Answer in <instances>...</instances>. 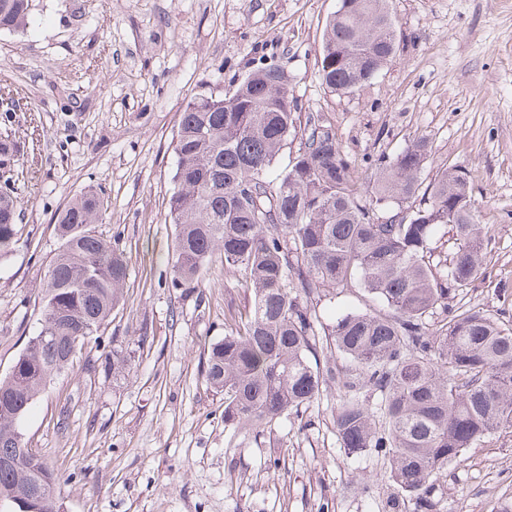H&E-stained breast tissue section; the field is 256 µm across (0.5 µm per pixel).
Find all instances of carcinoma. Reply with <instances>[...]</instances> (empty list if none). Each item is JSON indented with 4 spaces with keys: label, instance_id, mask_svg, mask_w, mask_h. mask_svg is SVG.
I'll list each match as a JSON object with an SVG mask.
<instances>
[{
    "label": "carcinoma",
    "instance_id": "cac0c4a2",
    "mask_svg": "<svg viewBox=\"0 0 512 512\" xmlns=\"http://www.w3.org/2000/svg\"><path fill=\"white\" fill-rule=\"evenodd\" d=\"M33 0H0V32L24 30ZM395 54L387 0H341L327 20L319 74L350 94ZM297 104L278 66L251 71L230 95L191 99L180 112L173 188L171 287L203 299L204 274L220 259L252 290L248 310L224 319V337L204 354L207 385L224 394V424L270 425L336 382V433L350 455L388 459L389 481L415 512H433L432 478L498 429H512V323L483 310H448L454 292L480 279L487 232L467 175L447 167L418 196L429 157L420 137L381 159L361 187L332 128L309 123L305 142L275 177L270 170L296 132ZM10 112L0 132V179L19 163ZM105 198L88 191L58 214V253L45 272L39 328L0 377V501L21 486L57 509V477L21 439V423L54 376L73 367L85 340L110 322L129 276L119 246L91 229ZM17 188L0 190V256L14 251ZM455 247L434 261L436 236ZM360 287L383 309L346 313L329 327L311 295ZM441 312L432 325L429 317ZM342 359L341 367L320 368Z\"/></svg>",
    "mask_w": 512,
    "mask_h": 512
}]
</instances>
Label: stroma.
Masks as SVG:
<instances>
[{"mask_svg": "<svg viewBox=\"0 0 512 512\" xmlns=\"http://www.w3.org/2000/svg\"><path fill=\"white\" fill-rule=\"evenodd\" d=\"M339 0H36L27 27L0 32V88L17 100L23 146L16 185L22 234L0 258V376L36 329L35 305L58 247L54 224L75 196L103 191L96 231L129 264L124 301L51 381L23 424L54 469L65 512H393L386 459L347 454L339 391L271 426L234 432L203 352L224 316L250 307L236 274L215 265L205 297L171 288L166 199L178 114L193 98L236 88L279 65L300 122L331 125L359 184L380 157L420 137L429 184L465 169L489 228L485 278L453 307L512 320V0H388L396 51L353 94L331 92L318 62ZM360 288L321 297V322L376 311ZM133 370L113 377V349ZM438 512L512 505V430L492 432L434 482Z\"/></svg>", "mask_w": 512, "mask_h": 512, "instance_id": "obj_1", "label": "stroma"}]
</instances>
